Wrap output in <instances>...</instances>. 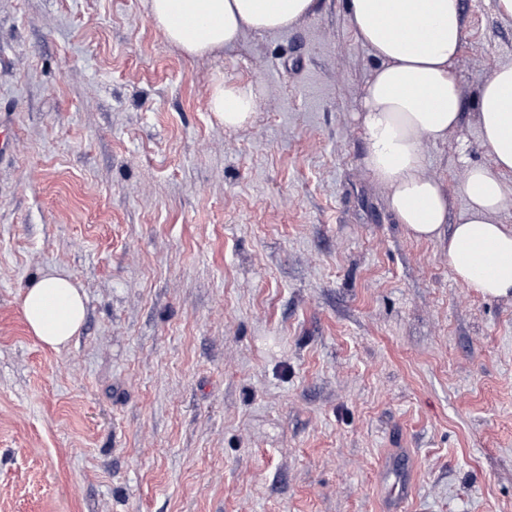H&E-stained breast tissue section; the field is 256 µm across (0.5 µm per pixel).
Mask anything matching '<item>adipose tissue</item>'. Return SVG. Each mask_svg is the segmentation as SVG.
<instances>
[{
  "instance_id": "adipose-tissue-1",
  "label": "adipose tissue",
  "mask_w": 512,
  "mask_h": 512,
  "mask_svg": "<svg viewBox=\"0 0 512 512\" xmlns=\"http://www.w3.org/2000/svg\"><path fill=\"white\" fill-rule=\"evenodd\" d=\"M318 0H148V14L165 39L190 56L234 45L244 32H275L313 14ZM357 39L377 65L357 118L364 130L363 163L386 188L388 206L418 239H448V264L467 288L488 298L512 297V224L499 220L512 201V65L481 83L476 120L492 163L468 167L464 210L449 222L444 184L427 175L423 141L446 140L460 122L463 98L453 63L464 23L460 0H348ZM252 86L216 78L207 107L228 129L257 111ZM27 333L57 350L82 330L85 294L66 272L32 279L20 295Z\"/></svg>"
}]
</instances>
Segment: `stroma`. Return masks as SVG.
I'll return each mask as SVG.
<instances>
[{"instance_id": "obj_1", "label": "stroma", "mask_w": 512, "mask_h": 512, "mask_svg": "<svg viewBox=\"0 0 512 512\" xmlns=\"http://www.w3.org/2000/svg\"><path fill=\"white\" fill-rule=\"evenodd\" d=\"M463 114L424 142L463 210L491 165L475 97L512 18L462 0ZM375 61L347 0L191 57L146 0H0V512H512V298L455 280L363 165ZM256 85L249 125L208 112ZM87 298L53 351L18 297L49 267ZM258 105L259 98L251 85L223 77L215 79L207 100L209 112L224 123L225 129H239L247 125Z\"/></svg>"}]
</instances>
